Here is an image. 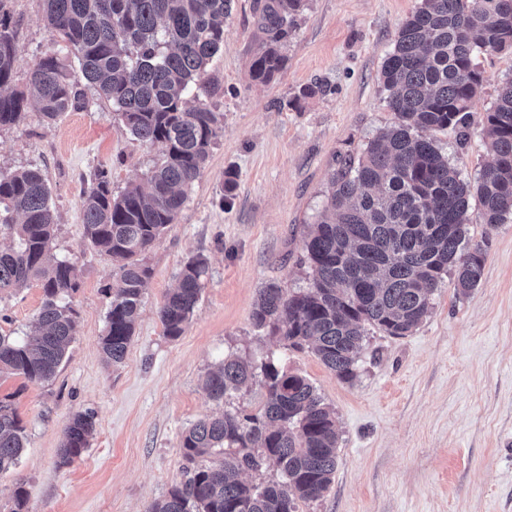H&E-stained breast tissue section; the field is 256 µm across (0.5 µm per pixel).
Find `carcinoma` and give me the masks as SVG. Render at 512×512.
I'll use <instances>...</instances> for the list:
<instances>
[{
    "label": "carcinoma",
    "instance_id": "1",
    "mask_svg": "<svg viewBox=\"0 0 512 512\" xmlns=\"http://www.w3.org/2000/svg\"><path fill=\"white\" fill-rule=\"evenodd\" d=\"M0 0V130L19 124L28 108L51 123L91 106L86 89L112 104L137 140L159 145L160 161L147 187L112 192L101 170L83 201L88 243L112 259L116 279L101 338L104 358H125L151 269L145 255L177 222L188 193L224 134L221 114L186 96L210 97L209 60L224 44L232 0H42L45 28L78 61L85 84L73 80L54 55L29 69L25 90L10 85L17 64L16 29ZM305 0H253L259 51L252 78L271 82L285 65L282 49L295 31ZM512 51V0H422L399 27L381 82L395 123L333 174L329 214L310 225L301 264L308 286L288 294L264 288L251 321L288 349H309L343 382L357 377L367 327L390 336L411 333L430 313L431 297L447 274L466 295L482 279L486 252L466 241L471 199L489 229L512 220V80L483 125L492 158L476 184L461 178L435 134L463 138L474 119L484 76L476 53ZM56 217L39 170L0 173V233L16 246L0 250V295L37 283L43 292L29 337L0 334V377L52 380L76 335V311L66 297L77 287V266L53 251ZM207 261L189 259L158 315L164 335L180 337L203 288ZM257 383L256 412L205 417L182 436L194 464L149 512H298V502L323 497L336 472L338 433L333 410L298 374L270 357L259 365L229 357L205 380L224 402ZM89 412L72 415L59 458L80 457L94 431ZM25 428L10 397L0 398V473L15 467ZM272 468L279 479L253 485L244 470Z\"/></svg>",
    "mask_w": 512,
    "mask_h": 512
}]
</instances>
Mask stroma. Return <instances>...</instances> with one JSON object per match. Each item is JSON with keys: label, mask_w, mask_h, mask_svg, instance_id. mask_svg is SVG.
<instances>
[{"label": "stroma", "mask_w": 512, "mask_h": 512, "mask_svg": "<svg viewBox=\"0 0 512 512\" xmlns=\"http://www.w3.org/2000/svg\"><path fill=\"white\" fill-rule=\"evenodd\" d=\"M252 2L232 0L224 45L208 65L217 92L207 104L223 113L224 134L176 224L146 255L151 276L122 363H107L100 349L114 267L84 236L82 202L101 168L114 192L145 184L159 148L136 140L105 102L50 123L32 111L0 130V172L40 169L59 218L54 250L79 269L71 297L77 333L57 375L44 383L0 379V397L12 396L26 433L18 465L0 473V505L11 504L21 484L26 512H148L184 477L188 427L227 409L254 412L263 401L256 385L223 404L210 400L202 388L209 369L230 355L257 363L272 353L336 416L335 475L299 512H512V222L487 229L472 203L467 239L486 249L479 286L461 295L444 276L429 316L411 333L369 330L353 382L251 323L269 283L290 293L306 286L303 240L323 212L334 169L395 122L380 73L421 0H307L284 68L267 84L250 74L258 48ZM9 9L20 90L30 66L61 42L43 26L41 0H9ZM480 63L482 111L512 79V54ZM436 138L462 178L476 181L490 158L481 119L465 140ZM199 254L208 260L204 286L172 340L158 309ZM41 302L35 285L1 296L0 333L25 338ZM86 410L95 414L89 446L60 465L63 429Z\"/></svg>", "instance_id": "obj_1"}]
</instances>
